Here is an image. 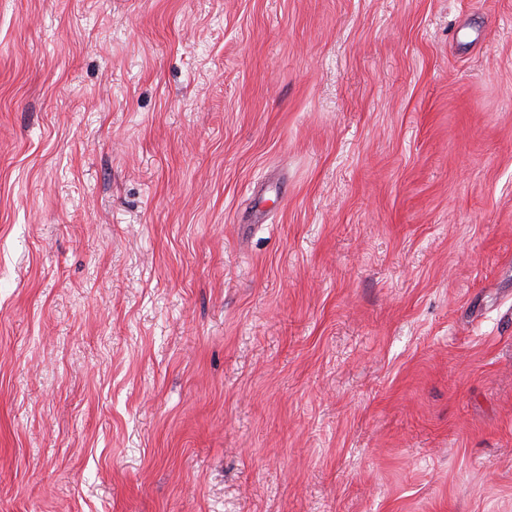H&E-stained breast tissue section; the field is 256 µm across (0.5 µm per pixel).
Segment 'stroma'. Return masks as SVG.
I'll return each instance as SVG.
<instances>
[{
    "instance_id": "stroma-1",
    "label": "stroma",
    "mask_w": 512,
    "mask_h": 512,
    "mask_svg": "<svg viewBox=\"0 0 512 512\" xmlns=\"http://www.w3.org/2000/svg\"><path fill=\"white\" fill-rule=\"evenodd\" d=\"M0 512H512V0H0Z\"/></svg>"
}]
</instances>
